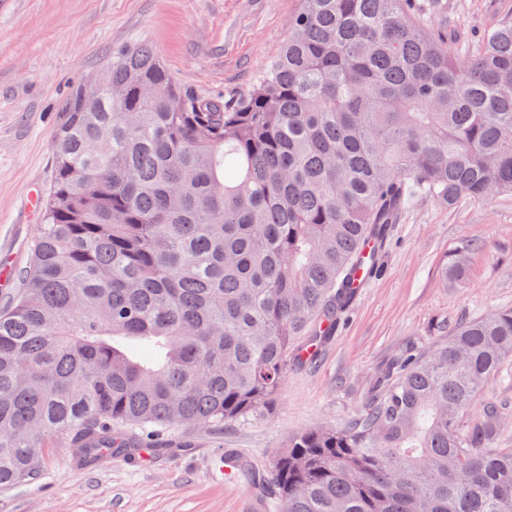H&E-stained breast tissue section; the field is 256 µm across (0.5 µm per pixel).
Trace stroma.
<instances>
[{"instance_id":"obj_1","label":"stroma","mask_w":512,"mask_h":512,"mask_svg":"<svg viewBox=\"0 0 512 512\" xmlns=\"http://www.w3.org/2000/svg\"><path fill=\"white\" fill-rule=\"evenodd\" d=\"M447 13H424L429 28L448 25L477 41L512 0H445ZM301 0H0V304L27 267L37 223L30 192L47 196L52 133L70 89L103 72L112 53L153 47L175 79L208 97L246 91L288 38ZM379 273L311 366H291L271 404L207 434H169L171 452L146 461L118 458L86 466L53 448L36 479L0 487V512H266L250 484L224 475L235 450L265 467L289 437L346 426L368 399L379 372L405 346L434 343L465 318L512 307V196L450 207L424 198L391 227ZM467 250L466 276L449 274ZM502 412L496 447L512 448V360L480 392L476 409Z\"/></svg>"}]
</instances>
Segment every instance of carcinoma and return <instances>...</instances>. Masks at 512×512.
Returning <instances> with one entry per match:
<instances>
[{
    "label": "carcinoma",
    "mask_w": 512,
    "mask_h": 512,
    "mask_svg": "<svg viewBox=\"0 0 512 512\" xmlns=\"http://www.w3.org/2000/svg\"><path fill=\"white\" fill-rule=\"evenodd\" d=\"M233 99L177 82L148 44L112 53L53 130L31 263L0 310V486L49 448L84 465L167 449L264 409L333 334L419 198L512 195V16L471 50L417 0H301ZM512 308L464 319L375 377L344 428L237 461L267 512H512L496 407Z\"/></svg>",
    "instance_id": "carcinoma-1"
}]
</instances>
